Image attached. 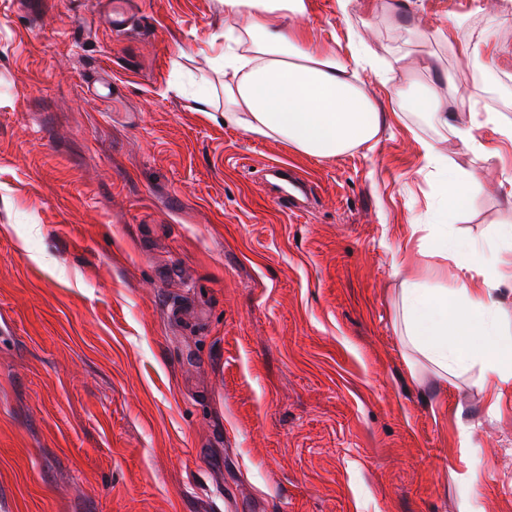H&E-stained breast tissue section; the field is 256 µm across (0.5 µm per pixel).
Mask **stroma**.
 Returning a JSON list of instances; mask_svg holds the SVG:
<instances>
[{"mask_svg":"<svg viewBox=\"0 0 512 512\" xmlns=\"http://www.w3.org/2000/svg\"><path fill=\"white\" fill-rule=\"evenodd\" d=\"M391 2L311 0L306 27L388 68L361 74L375 147L322 160L224 123L222 95L198 110L218 0H138L120 35L96 0H0V512H459L467 463L476 512H512V395L411 368L391 267L459 273L423 140L490 172L452 234L512 227V142L483 124L512 123V0H409L403 25ZM407 54L498 158L392 105ZM274 167L305 210L272 201ZM280 176L282 191L276 197L277 205L292 212L300 210L301 207L297 200L300 197L308 198L312 193L308 181L301 175L297 173L289 174L288 171L281 172Z\"/></svg>","mask_w":512,"mask_h":512,"instance_id":"obj_1","label":"stroma"}]
</instances>
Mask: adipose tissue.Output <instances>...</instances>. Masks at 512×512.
Wrapping results in <instances>:
<instances>
[{
    "instance_id": "1",
    "label": "adipose tissue",
    "mask_w": 512,
    "mask_h": 512,
    "mask_svg": "<svg viewBox=\"0 0 512 512\" xmlns=\"http://www.w3.org/2000/svg\"><path fill=\"white\" fill-rule=\"evenodd\" d=\"M221 2L233 21L217 56L226 123L324 160L375 143L383 114L361 80L372 63L363 42L351 40L343 57L332 41L301 26L311 0ZM391 99L398 108L424 113L450 129L467 150L493 159L472 127L459 125L447 102L429 94L408 96L401 85L393 87ZM421 150L439 177L444 224L468 204L482 175L449 168L447 156L433 143H422ZM500 239L490 253L436 231V249L458 257L461 279L450 288H431L408 278L401 298L403 339L410 349L443 378L478 368L494 409L512 393V336L501 328L495 297L499 285L512 284V230L502 231Z\"/></svg>"
}]
</instances>
